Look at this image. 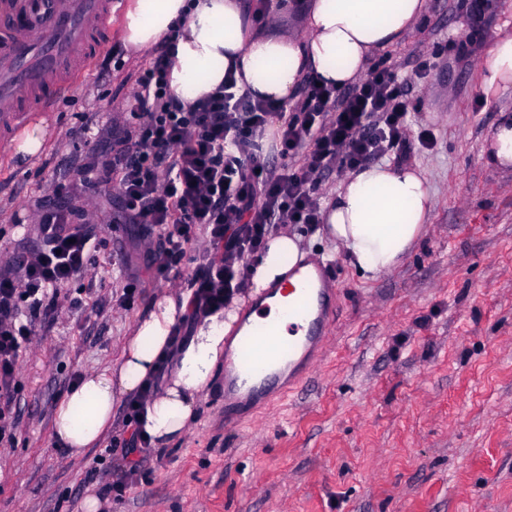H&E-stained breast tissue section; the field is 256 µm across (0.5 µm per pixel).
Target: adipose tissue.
<instances>
[{
    "label": "adipose tissue",
    "instance_id": "obj_1",
    "mask_svg": "<svg viewBox=\"0 0 512 512\" xmlns=\"http://www.w3.org/2000/svg\"><path fill=\"white\" fill-rule=\"evenodd\" d=\"M426 9V0H311L304 34L288 38L256 28L243 0H129L121 32L134 55L165 46L176 103L193 105L231 71L238 88L285 106L308 75L339 89L356 83L370 55L399 41ZM484 69L485 88L512 84V32L497 33ZM434 205L419 167L370 164L342 180L324 212L323 232L369 280L399 265ZM304 258L296 234H273L250 260L252 288L267 290ZM187 310L183 295L159 297L132 327L115 364L85 373L67 392L54 413L53 435L71 457L100 444L123 399L155 379L159 358L169 352V373L146 400L136 428L153 447L164 448L196 423L238 315L231 308L201 318L188 340L172 348L171 333Z\"/></svg>",
    "mask_w": 512,
    "mask_h": 512
}]
</instances>
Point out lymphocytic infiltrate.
<instances>
[{"label": "lymphocytic infiltrate", "instance_id": "1", "mask_svg": "<svg viewBox=\"0 0 512 512\" xmlns=\"http://www.w3.org/2000/svg\"><path fill=\"white\" fill-rule=\"evenodd\" d=\"M167 51L155 54L123 123L112 126L109 159L88 163L91 184H118L119 210L135 225L156 278L189 297V319L223 309L250 285L248 258L285 224L320 221L321 177L412 146L432 149L430 131L409 136L407 82L384 67L339 90L303 81L292 112L228 88L185 109L168 94ZM275 125L287 165H266L257 140ZM41 248L13 255L0 270V444L14 438L20 354L38 325L52 322L61 291L100 246L82 207L36 213ZM205 248L189 254L197 239ZM194 268L180 272L184 260Z\"/></svg>", "mask_w": 512, "mask_h": 512}]
</instances>
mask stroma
<instances>
[{
  "label": "stroma",
  "instance_id": "1",
  "mask_svg": "<svg viewBox=\"0 0 512 512\" xmlns=\"http://www.w3.org/2000/svg\"><path fill=\"white\" fill-rule=\"evenodd\" d=\"M424 17L369 65L398 75L433 68L408 86L413 131L437 144L413 157L436 199L419 243L393 270L364 280L317 227L298 224L308 255L329 259L341 293L321 360L288 393L224 414V377L197 422L153 450L146 479L106 512H512V168L487 161L512 119V86L480 96V63L495 32L512 29V0H426ZM118 62L38 108L48 139L34 160H0V262L36 248L20 216L52 203L56 184L102 219L92 266L61 293L55 321L22 352L12 444L0 446V512H80L128 466L104 445L70 458L53 436L59 401L86 372L113 364L134 323L176 291L143 261L133 225L116 224L115 193L83 184L91 154L82 122L107 138L123 120L151 52ZM139 295L115 302L127 278Z\"/></svg>",
  "mask_w": 512,
  "mask_h": 512
}]
</instances>
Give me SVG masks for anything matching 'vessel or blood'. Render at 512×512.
I'll return each mask as SVG.
<instances>
[{
    "instance_id": "obj_1",
    "label": "vessel or blood",
    "mask_w": 512,
    "mask_h": 512,
    "mask_svg": "<svg viewBox=\"0 0 512 512\" xmlns=\"http://www.w3.org/2000/svg\"><path fill=\"white\" fill-rule=\"evenodd\" d=\"M120 8V0H0L1 157L8 156L14 135L36 120L31 101L54 105L90 73L103 22ZM336 282L333 270L317 260L297 279L281 282L285 337L269 323L266 301H258L259 322L224 350L225 405L261 396L280 373L294 380L315 367L339 306Z\"/></svg>"
}]
</instances>
